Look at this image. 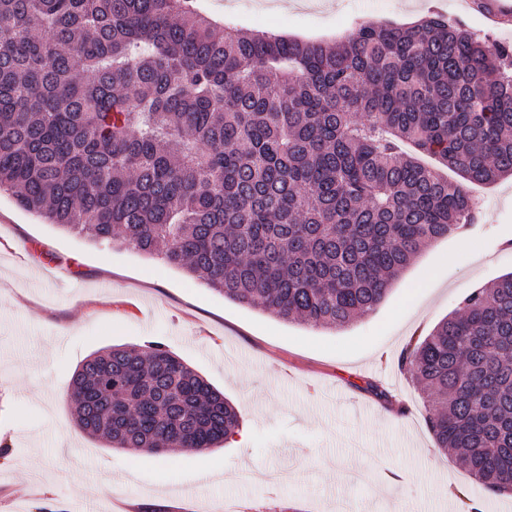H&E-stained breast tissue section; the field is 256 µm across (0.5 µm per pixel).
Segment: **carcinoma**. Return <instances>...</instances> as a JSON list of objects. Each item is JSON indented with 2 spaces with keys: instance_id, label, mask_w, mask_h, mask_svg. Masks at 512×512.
I'll return each mask as SVG.
<instances>
[{
  "instance_id": "carcinoma-1",
  "label": "carcinoma",
  "mask_w": 512,
  "mask_h": 512,
  "mask_svg": "<svg viewBox=\"0 0 512 512\" xmlns=\"http://www.w3.org/2000/svg\"><path fill=\"white\" fill-rule=\"evenodd\" d=\"M457 172L442 177L421 156ZM512 177V47L430 13L334 44L223 26L193 0H0V191L157 256L235 303L344 327ZM427 426L512 494V273L398 359ZM74 425L107 448L203 452L237 408L160 342L93 353Z\"/></svg>"
}]
</instances>
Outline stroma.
Listing matches in <instances>:
<instances>
[{
  "mask_svg": "<svg viewBox=\"0 0 512 512\" xmlns=\"http://www.w3.org/2000/svg\"><path fill=\"white\" fill-rule=\"evenodd\" d=\"M288 0L238 10L196 0L215 18L303 39L339 40L361 22L418 21L439 10L489 52L512 23L487 25L478 0ZM479 219L466 244L439 239L393 281L385 301L342 328L286 322L224 299L154 257L92 245L0 193V512H457L456 491L484 512H512L454 454L437 448L427 401L396 360L472 289L512 272V179L471 186ZM38 243L29 260L16 241ZM166 348L224 392L238 439L156 458L79 432L67 395L75 370L112 345ZM388 391L382 400L368 383ZM400 468L401 480L382 474Z\"/></svg>",
  "mask_w": 512,
  "mask_h": 512,
  "instance_id": "obj_1",
  "label": "stroma"
}]
</instances>
